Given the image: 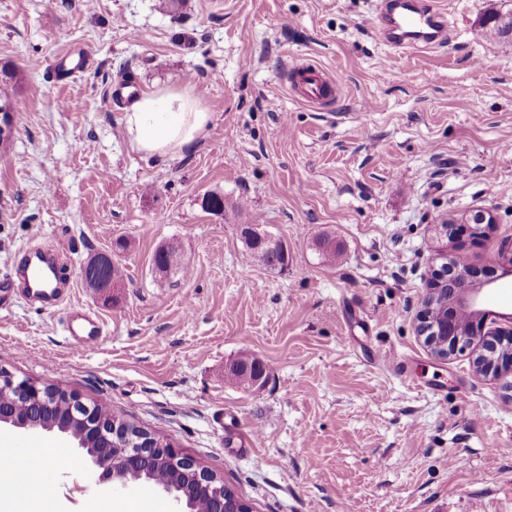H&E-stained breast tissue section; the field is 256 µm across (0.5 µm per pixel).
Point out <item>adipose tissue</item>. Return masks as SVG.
Masks as SVG:
<instances>
[{
  "label": "adipose tissue",
  "instance_id": "1",
  "mask_svg": "<svg viewBox=\"0 0 512 512\" xmlns=\"http://www.w3.org/2000/svg\"><path fill=\"white\" fill-rule=\"evenodd\" d=\"M210 120L192 90L159 89L130 100L125 130L138 151L173 158L203 136Z\"/></svg>",
  "mask_w": 512,
  "mask_h": 512
}]
</instances>
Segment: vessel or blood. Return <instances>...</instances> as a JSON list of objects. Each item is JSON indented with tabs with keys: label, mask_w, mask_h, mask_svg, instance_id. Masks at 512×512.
<instances>
[{
	"label": "vessel or blood",
	"mask_w": 512,
	"mask_h": 512,
	"mask_svg": "<svg viewBox=\"0 0 512 512\" xmlns=\"http://www.w3.org/2000/svg\"><path fill=\"white\" fill-rule=\"evenodd\" d=\"M376 11V34L393 47L433 48L446 39L448 13L439 0H378ZM293 86L311 103L332 96V86L322 69L312 64L296 69ZM60 268L59 261L49 250H33L16 277L9 279L7 288L0 290V301H9L19 293L35 303H63L67 292L61 286ZM67 332L78 349L83 350L100 340L103 323L95 313L77 309L69 318Z\"/></svg>",
	"instance_id": "b4317fda"
}]
</instances>
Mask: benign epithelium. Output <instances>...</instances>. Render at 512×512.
<instances>
[{"label": "benign epithelium", "instance_id": "1", "mask_svg": "<svg viewBox=\"0 0 512 512\" xmlns=\"http://www.w3.org/2000/svg\"><path fill=\"white\" fill-rule=\"evenodd\" d=\"M11 105H0V138L7 139L13 132ZM462 222L473 225V233H481L482 225L495 223V217L488 210L471 211ZM241 235L258 245L274 242V237L262 225L255 224L241 228ZM110 256L100 255L91 267H82L81 277H90L88 287L99 293L114 288L108 277ZM474 273L466 268L456 269L445 266L438 275L435 287L424 299L420 311L419 333L431 353L439 359L463 352L471 345L475 336L485 335L486 314L479 308L478 297L490 282H473ZM480 372L486 376H497L512 371V328L499 329L487 339L483 353L478 356ZM10 394L26 401L31 407L23 420L7 407L4 395ZM55 397L64 398L70 406L73 420L81 423L80 430L73 434L71 429L60 432L71 433L90 463L99 471V479L110 481L118 487H126L137 481V477L153 469L171 465L179 471H190L194 476L192 488L163 485L161 489L173 496L184 512H192L193 498L200 495L209 500L210 512H224V478L200 467L196 461L177 451L171 443L149 432L135 436L121 427L120 420L97 419L90 424L87 418L94 414V406L85 403L78 396L60 390ZM52 408L44 386L30 380L15 381L6 371L0 372V425L6 424L31 430H52L42 420L41 412Z\"/></svg>", "mask_w": 512, "mask_h": 512}]
</instances>
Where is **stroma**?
<instances>
[{
    "label": "stroma",
    "instance_id": "1",
    "mask_svg": "<svg viewBox=\"0 0 512 512\" xmlns=\"http://www.w3.org/2000/svg\"><path fill=\"white\" fill-rule=\"evenodd\" d=\"M446 2L447 44L398 54L374 33L376 0H0L15 90L0 279L36 243L72 275L67 304L0 305V368L164 438L252 512H512V374L481 377L468 352L437 359L417 333L446 263L492 276L486 324L512 327V43L481 26L512 0ZM75 45L90 63L56 84ZM302 63L337 79L330 102L291 90ZM121 82L193 88L204 137L175 158L138 152ZM478 208L497 218L486 237L445 235L443 220ZM242 224L275 233L288 266L258 262ZM324 237L341 249L332 267ZM170 242L184 265L163 274ZM98 254L123 271L108 296L80 276ZM74 308L104 325L82 352ZM244 351L263 379L225 381ZM0 449L16 458L0 512L34 499L35 469L58 453L71 467L51 512H175L155 486L99 481L63 434L5 426Z\"/></svg>",
    "mask_w": 512,
    "mask_h": 512
}]
</instances>
